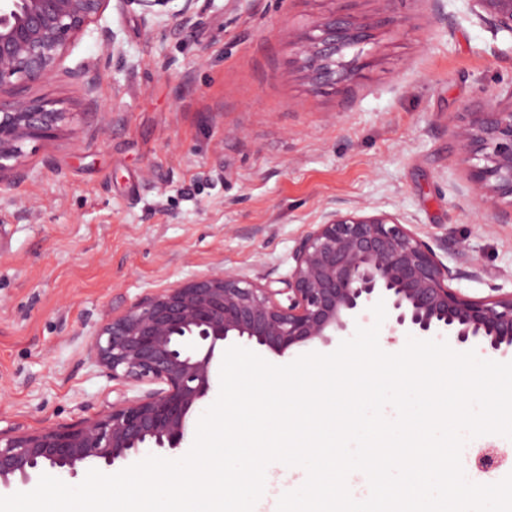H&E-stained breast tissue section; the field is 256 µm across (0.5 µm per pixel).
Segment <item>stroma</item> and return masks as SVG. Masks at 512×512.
Segmentation results:
<instances>
[{
  "instance_id": "1",
  "label": "stroma",
  "mask_w": 512,
  "mask_h": 512,
  "mask_svg": "<svg viewBox=\"0 0 512 512\" xmlns=\"http://www.w3.org/2000/svg\"><path fill=\"white\" fill-rule=\"evenodd\" d=\"M376 20L366 65L315 88L298 39L332 11ZM120 54L90 108L66 76L54 137L28 141L26 176L0 186V430L75 424L141 395L90 354L112 313L215 268L281 281L308 225L334 208L413 225L474 298L512 291V207H477L457 115L512 91V35L468 0H198L191 27L111 0ZM506 463L485 473L479 449ZM467 478L512 473V439L462 452Z\"/></svg>"
}]
</instances>
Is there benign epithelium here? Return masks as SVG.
<instances>
[{"label": "benign epithelium", "instance_id": "obj_1", "mask_svg": "<svg viewBox=\"0 0 512 512\" xmlns=\"http://www.w3.org/2000/svg\"><path fill=\"white\" fill-rule=\"evenodd\" d=\"M180 2L174 7L172 3ZM150 17L191 24L198 0H127ZM496 31L512 34V0H469ZM110 0H0V182L17 174L22 144L52 136L68 113L28 93L63 73L89 103L101 80L97 64L63 67L75 40L96 34L99 60L119 51L104 14ZM374 23L331 12L303 34L297 64L312 86L353 76L344 51L364 53ZM455 138L469 164V191L512 206V90L496 105L462 112ZM284 287L223 269L154 292L109 317L91 343L94 363L123 386L149 385L133 400L75 425L38 432L0 431V486L29 484L44 469L77 475L109 468L145 448L180 447L193 408L211 391L228 341L253 342L277 355L345 333L375 303L390 330L446 336L484 354L512 347V292L487 299L448 285L479 267L448 268L418 232L387 212L339 209L308 225L292 252Z\"/></svg>", "mask_w": 512, "mask_h": 512}]
</instances>
